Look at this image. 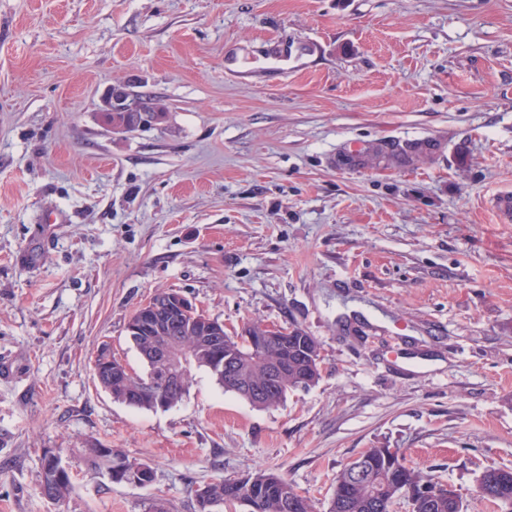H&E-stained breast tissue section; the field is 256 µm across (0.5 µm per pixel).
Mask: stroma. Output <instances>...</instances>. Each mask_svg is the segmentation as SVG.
<instances>
[{"label": "stroma", "mask_w": 512, "mask_h": 512, "mask_svg": "<svg viewBox=\"0 0 512 512\" xmlns=\"http://www.w3.org/2000/svg\"><path fill=\"white\" fill-rule=\"evenodd\" d=\"M116 85L163 120L113 133ZM507 192L512 0H0V512H199L259 469L325 512L368 448L500 512L477 479L512 468ZM160 290L232 334L302 328L319 381L258 409L201 368L169 409L114 401L95 358L144 372L126 325ZM92 443L153 484L89 472ZM434 147L435 145L430 142H417L406 148L392 150L387 154H383L382 159L388 163H396L399 166H408L412 164L416 158L430 153ZM42 458L46 462L45 474L42 466V481H44L41 492L43 496L52 503H60L57 488L59 485L71 479L69 467L63 462L62 457L51 448H47L42 453Z\"/></svg>", "instance_id": "stroma-1"}]
</instances>
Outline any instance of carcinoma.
Returning <instances> with one entry per match:
<instances>
[{
  "instance_id": "cac0c4a2",
  "label": "carcinoma",
  "mask_w": 512,
  "mask_h": 512,
  "mask_svg": "<svg viewBox=\"0 0 512 512\" xmlns=\"http://www.w3.org/2000/svg\"><path fill=\"white\" fill-rule=\"evenodd\" d=\"M161 112L160 104L150 99L134 96L131 98L130 108L124 112H107L106 120L112 123H124L132 128L138 126L140 110ZM434 145L429 142H417L399 150H393L382 155L387 162L400 166H408L420 156L430 153ZM208 318L196 311H181L177 314V324L171 327L172 334L183 337L181 348L182 366L185 372L192 368H210L211 353L203 348L197 337L204 335L207 329ZM306 332L294 327L288 333L281 334L278 339L271 342L264 352L253 349L245 334H224V356L236 360L237 374L253 383L263 378L264 365L267 362H277L286 368L283 378L284 391L278 394L262 408L268 409L279 405L286 397L287 392L299 388H307L305 378L312 371L316 363L315 357H310L299 348V340ZM149 373L138 374L127 370L123 372V380L112 383L111 396L120 403L143 410L157 411L160 406L149 398L127 399L126 392L136 389L140 383L148 380ZM369 460L375 462L374 475L368 481L349 483L345 471L336 476V485L328 502L326 512H377L376 502L388 500L395 502L397 491L391 489L390 470L384 460V454L378 448H368L362 452ZM112 465L122 468L121 477L149 481L153 474L152 468L144 463L130 461L123 454L112 457ZM498 481L494 484L480 487L477 490L480 499L507 508L512 512V469H497ZM294 486L287 479L269 469H261L255 473L238 480L220 479L210 483V496L224 502L236 504V501L246 499L250 506L244 512H283L281 501ZM412 512H465L464 506L448 501V492L440 491L431 503L415 501Z\"/></svg>"
}]
</instances>
